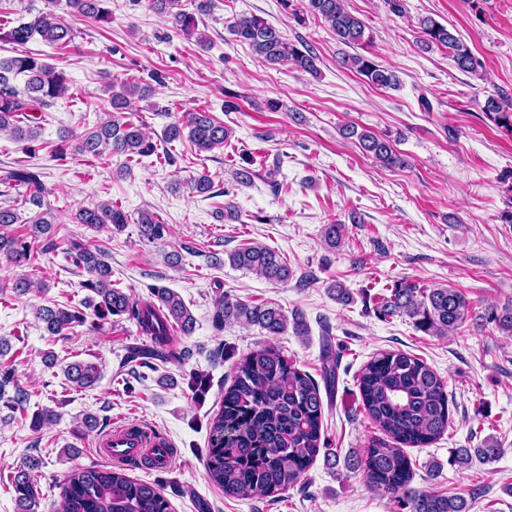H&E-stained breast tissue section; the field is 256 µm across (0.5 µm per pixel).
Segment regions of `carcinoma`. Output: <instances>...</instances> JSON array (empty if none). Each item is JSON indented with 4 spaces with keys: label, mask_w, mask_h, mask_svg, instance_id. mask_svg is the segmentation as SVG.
<instances>
[{
    "label": "carcinoma",
    "mask_w": 512,
    "mask_h": 512,
    "mask_svg": "<svg viewBox=\"0 0 512 512\" xmlns=\"http://www.w3.org/2000/svg\"><path fill=\"white\" fill-rule=\"evenodd\" d=\"M110 0H67L72 12L97 24L112 22ZM300 12L320 19L346 46L365 43L366 25L349 12L343 0H300ZM148 8L160 17L170 18L175 29L188 33L195 29L193 14L174 11L175 0H148ZM426 49L441 46L449 50L457 68L477 75L484 64L448 28L431 17L420 21ZM235 40L248 45L270 65L291 64L311 75L318 73L316 53L307 45L297 47L273 25L260 16H244L229 26ZM50 46H65L74 38L73 28L52 10L41 11L25 22L0 26V40L25 45L34 38ZM341 64L355 70L378 89L398 87L396 73L375 59L355 54L342 57ZM24 88L18 89V81ZM112 112L108 119L81 133L65 130L61 141L75 142L74 152L97 159L123 156L134 161L158 154L157 144L139 120L133 119V100L144 99L150 87L137 80L110 83ZM70 90V79L63 71L36 55L20 54L0 57V132L23 144L29 155L38 152L35 142L41 127L33 125L35 113L51 106L55 99ZM483 112L497 127L512 132V101L489 97ZM347 139H356L363 150L386 168L404 164V159L389 141L377 134L358 129L354 124L342 127ZM230 136V129L206 110L189 112L183 120L165 126L161 141L166 144L188 140L199 151H210ZM0 184L22 191L23 201L38 208L29 220V237L10 234L9 227L19 216L11 206L0 207V257L15 266L35 260L34 244L45 238L40 252L54 253L57 245L49 236L51 221L43 208L50 207L48 190L42 173L32 167L10 169L0 175ZM76 223L97 227L109 224L121 230L129 223L128 215L110 202L93 207L82 206L75 212ZM142 239L160 240L168 232L167 224L151 212L137 218ZM63 259L84 270L88 278L82 287L94 294V316L100 321L126 317L136 323L139 333L149 343L129 349L127 363L152 366L182 364L190 349L174 340L179 331L189 335L196 320L180 295L170 288H150L151 299L140 302L112 284V268L105 254L91 250L81 239L71 238L62 251ZM234 267L254 272L272 283L293 277V270L280 254L261 244L235 249L228 253ZM390 295L366 297L382 319L405 315L425 333L447 336L456 333L467 321L477 325H494L498 331L512 335V305L490 306L482 313L472 309L466 296L455 288H428L401 282L389 289ZM212 322L216 329L236 322L254 325L269 336H282L293 330L297 336L310 334L300 315L288 317L282 309L252 306L224 292L219 284L211 297ZM36 317L52 336H62L75 323L85 321L78 309L41 306ZM322 381L328 390L336 383L338 355L331 346L322 354ZM46 368L61 367L66 380L87 389L101 379L99 366L82 360L61 363L54 352L43 355ZM12 391H7V388ZM358 389L362 409L386 439L373 438L364 454L348 462L362 472L371 488L384 493L408 512H470L468 500L461 495H445L411 488L415 476L407 448H423L440 439L451 423L450 400L442 378L421 358L403 351H382L361 369ZM0 401L14 412H24L29 404L28 390L15 380L11 369L0 366ZM323 400L318 383L290 362L283 352L269 345L242 357L234 368L233 380L224 389L223 402L209 423L206 470L209 481L226 497H247L259 493L273 499L301 484L306 473L321 454ZM59 413L43 407L30 416V429L41 431L56 422ZM499 448L486 442L480 448H457L453 460L468 467L473 459L484 462L498 456ZM136 460L123 464H92L73 469L63 486L60 512H170V502L158 483L134 479L127 474ZM40 461L26 460L11 479L17 512H39L40 493L32 472Z\"/></svg>",
    "instance_id": "1"
}]
</instances>
